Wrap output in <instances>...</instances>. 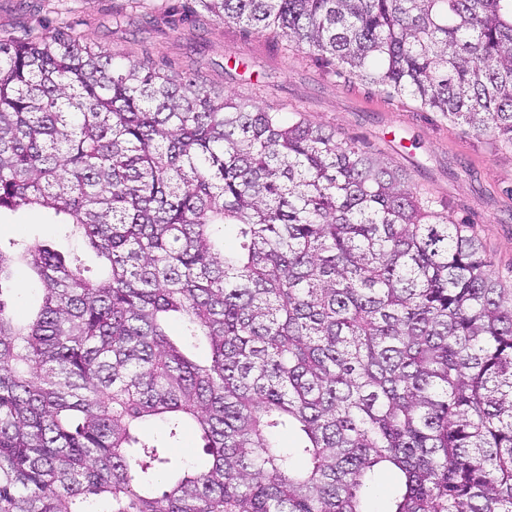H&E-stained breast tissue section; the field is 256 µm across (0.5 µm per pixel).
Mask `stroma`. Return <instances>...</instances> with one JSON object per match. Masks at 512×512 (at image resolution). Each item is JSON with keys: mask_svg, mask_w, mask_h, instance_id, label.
Here are the masks:
<instances>
[{"mask_svg": "<svg viewBox=\"0 0 512 512\" xmlns=\"http://www.w3.org/2000/svg\"><path fill=\"white\" fill-rule=\"evenodd\" d=\"M77 35L129 59L198 75L206 84L284 117L302 114L382 155L414 192L482 238L492 270L512 288V151L480 139L406 95L339 73L281 36L224 23L194 0H0V38ZM49 242L89 267L98 261L54 214L24 207L0 216V243ZM1 298L16 315L41 293L26 264Z\"/></svg>", "mask_w": 512, "mask_h": 512, "instance_id": "35a3bbf8", "label": "stroma"}]
</instances>
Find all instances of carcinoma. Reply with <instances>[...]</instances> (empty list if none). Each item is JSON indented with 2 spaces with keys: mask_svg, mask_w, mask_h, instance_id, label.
<instances>
[{
  "mask_svg": "<svg viewBox=\"0 0 512 512\" xmlns=\"http://www.w3.org/2000/svg\"><path fill=\"white\" fill-rule=\"evenodd\" d=\"M199 2L512 148V0ZM22 207L101 267L0 247V512H374L385 472L384 512H512V288L383 158L77 36L0 39ZM186 422L204 469L167 456ZM3 299L16 315L26 316L37 308L41 300L38 284L25 263H17Z\"/></svg>",
  "mask_w": 512,
  "mask_h": 512,
  "instance_id": "obj_1",
  "label": "carcinoma"
}]
</instances>
